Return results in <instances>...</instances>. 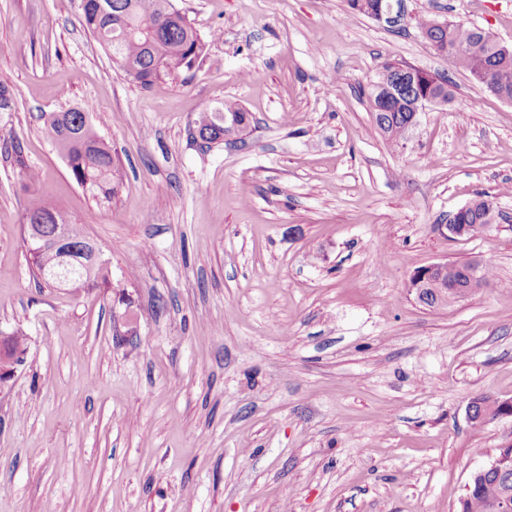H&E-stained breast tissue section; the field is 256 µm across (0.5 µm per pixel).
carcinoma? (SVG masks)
I'll return each instance as SVG.
<instances>
[{"mask_svg":"<svg viewBox=\"0 0 512 512\" xmlns=\"http://www.w3.org/2000/svg\"><path fill=\"white\" fill-rule=\"evenodd\" d=\"M400 0H347L349 11L370 18L385 11L390 2ZM83 26L110 53L117 69L125 76L127 67L136 72L132 79L146 88L164 75L191 69L200 58L204 43L196 31L172 6L171 0H82ZM413 23L436 55L448 60L456 69L469 74L502 99L512 101V54L505 55L500 43L480 28L453 21L440 22L427 15H418ZM423 90L443 102L453 97L448 79L430 74L414 82L404 64L386 61L375 81L367 87L370 111L375 125L387 141L399 143L413 127L411 94ZM250 126V115L237 102L226 100L221 106L202 113L197 123L202 140L231 141ZM43 133L66 160L74 181L99 201H110L116 193L117 178L112 150L99 136L89 119L85 106L52 113L44 122ZM494 198L485 192L469 202V209L460 215L467 226L466 234L482 232L494 222L496 212L488 211ZM25 216L40 224L39 234L46 240L57 235V225L69 224L71 245L68 255L49 247L30 253L33 267L45 281L58 280L51 275L64 272L72 278H84L88 287L112 281L98 264L86 267L80 261L79 249L86 241L82 228L68 223L61 208L48 200L35 198L26 208ZM478 269L480 279L487 283L492 271L486 264L448 263V274L442 284L452 289L469 281L471 271ZM512 493V471L503 478L496 473L478 478L472 490L459 500L458 512H500L505 493Z\"/></svg>","mask_w":512,"mask_h":512,"instance_id":"1","label":"carcinoma"}]
</instances>
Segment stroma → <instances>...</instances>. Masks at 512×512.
<instances>
[{"label":"stroma","mask_w":512,"mask_h":512,"mask_svg":"<svg viewBox=\"0 0 512 512\" xmlns=\"http://www.w3.org/2000/svg\"><path fill=\"white\" fill-rule=\"evenodd\" d=\"M173 4L204 53L144 88L81 0H0V138L20 145H0V331L28 338L0 385V512H457L512 445V417H468L512 401V102L347 0ZM403 5L512 46V0ZM387 60L454 90L397 145L363 94ZM227 99L254 126L206 144L195 121ZM86 104L117 168L108 202L41 133ZM479 190L495 223L444 235ZM35 197L82 226L115 289L34 274ZM473 260L491 280L448 306L408 288Z\"/></svg>","instance_id":"obj_1"}]
</instances>
